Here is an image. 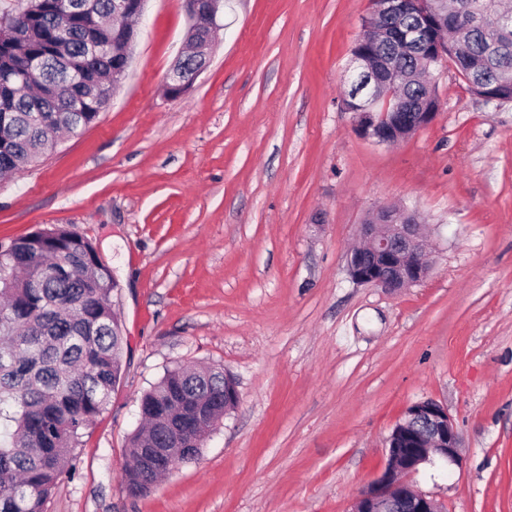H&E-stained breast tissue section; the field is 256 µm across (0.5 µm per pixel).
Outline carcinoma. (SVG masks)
<instances>
[{"label":"carcinoma","instance_id":"obj_1","mask_svg":"<svg viewBox=\"0 0 512 512\" xmlns=\"http://www.w3.org/2000/svg\"><path fill=\"white\" fill-rule=\"evenodd\" d=\"M83 0H26L16 25L24 51L0 42V80L16 75L13 90L0 87L3 134L10 140L0 174L17 172L53 152L55 134L88 127L108 98L88 85L72 89L76 71L86 80L109 79L124 63L112 54L123 32L91 27L90 15L66 9ZM437 22L446 59L470 88L512 91V9L502 0H441ZM419 19L416 4L385 20L407 27ZM463 42L470 52L460 54ZM370 48L394 68V91L411 105L437 95L423 79L430 49L405 51L390 40ZM96 247L57 226L22 236L0 254V512H44L86 430L110 401L120 373L122 338L112 335V271L95 262ZM145 427L128 441L131 465L123 484L142 490L163 473L146 449H166L167 429L183 425L196 440L186 459L200 455L215 422L224 417V373L176 368L141 396Z\"/></svg>","mask_w":512,"mask_h":512}]
</instances>
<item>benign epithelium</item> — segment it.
I'll return each mask as SVG.
<instances>
[{"mask_svg": "<svg viewBox=\"0 0 512 512\" xmlns=\"http://www.w3.org/2000/svg\"><path fill=\"white\" fill-rule=\"evenodd\" d=\"M146 0H113L112 19L126 15H142ZM189 19L187 38L192 44L189 58L195 61L186 67V59H177L169 75L167 93L179 96L192 86L207 67L215 34L220 29L224 0H183ZM409 0H375L373 18H389L407 11ZM435 7L421 12L420 24L398 34L402 44L431 43L430 56L442 57V45L433 42L431 29ZM354 92L343 103L354 114L357 133L380 144L404 140L417 130L431 124L438 116V101L426 102L421 111H405L402 100L392 92L381 95L376 89L382 82L374 54L363 50L353 56ZM359 236L364 246L347 255L350 279L360 285L393 292L409 288L426 279L431 265L422 224L417 215L406 208L381 207L366 223ZM408 422H401L388 439L387 461L377 478L355 497L350 512H442L429 495L417 491L406 480L423 463L434 459L456 465L461 461L462 437L448 415V409L433 400L411 404L405 411ZM185 436L175 434L163 461L173 469L181 464L177 449L189 448Z\"/></svg>", "mask_w": 512, "mask_h": 512, "instance_id": "1", "label": "benign epithelium"}]
</instances>
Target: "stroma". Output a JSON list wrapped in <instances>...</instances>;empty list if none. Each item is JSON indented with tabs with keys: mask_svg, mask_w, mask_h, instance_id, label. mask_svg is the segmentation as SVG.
I'll use <instances>...</instances> for the list:
<instances>
[{
	"mask_svg": "<svg viewBox=\"0 0 512 512\" xmlns=\"http://www.w3.org/2000/svg\"><path fill=\"white\" fill-rule=\"evenodd\" d=\"M372 0H228L207 68L165 83L188 25L147 0L97 120L0 179V243L50 225L113 270L126 342L109 405L46 512H350L411 404L447 407L462 464L409 477L444 512H512V102L442 66L436 120L393 145L342 100ZM418 213L428 277L386 293L346 256L379 206ZM213 366L239 402L196 462L122 487L140 396Z\"/></svg>",
	"mask_w": 512,
	"mask_h": 512,
	"instance_id": "obj_1",
	"label": "stroma"
}]
</instances>
